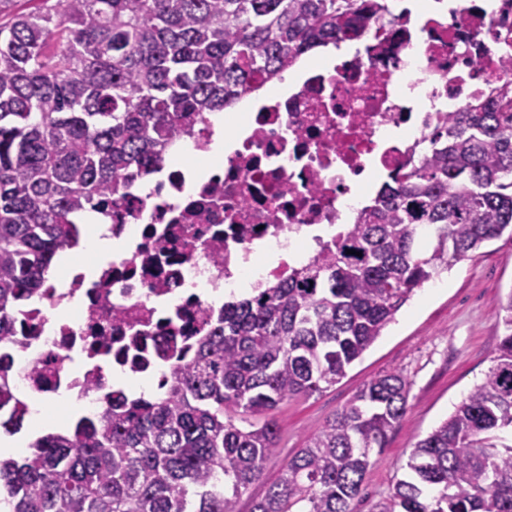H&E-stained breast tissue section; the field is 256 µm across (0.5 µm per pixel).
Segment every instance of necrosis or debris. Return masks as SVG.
<instances>
[{"label": "necrosis or debris", "mask_w": 512, "mask_h": 512, "mask_svg": "<svg viewBox=\"0 0 512 512\" xmlns=\"http://www.w3.org/2000/svg\"><path fill=\"white\" fill-rule=\"evenodd\" d=\"M444 16L392 13L370 21L361 49L314 69L288 96L238 113L248 134L222 170L187 162L161 168L148 192L131 190L104 217L123 253L97 259L93 278L36 290L9 304L15 336L0 344L15 402L75 393L101 410L114 388L168 383L171 360L156 340L203 335L220 311L207 289L238 275L256 287L286 278L271 246H323L319 231L341 223L378 175L406 167L438 111L458 112L512 83V0H454ZM78 302L68 318L63 303Z\"/></svg>", "instance_id": "necrosis-or-debris-1"}]
</instances>
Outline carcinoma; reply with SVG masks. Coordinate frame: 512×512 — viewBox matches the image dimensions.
Instances as JSON below:
<instances>
[{
  "label": "carcinoma",
  "mask_w": 512,
  "mask_h": 512,
  "mask_svg": "<svg viewBox=\"0 0 512 512\" xmlns=\"http://www.w3.org/2000/svg\"><path fill=\"white\" fill-rule=\"evenodd\" d=\"M0 0V343L4 307L48 281L76 217L112 205L206 112L330 43L388 0ZM512 242V95L443 112L323 252L224 302L160 393L106 407L0 460V512H238L279 441L280 405L320 393L425 283ZM482 381L418 441L374 512H512V292ZM400 372L370 379L286 460L252 512H353L371 454L407 411ZM25 411L0 386V428Z\"/></svg>",
  "instance_id": "1"
}]
</instances>
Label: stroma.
Here are the masks:
<instances>
[{
  "mask_svg": "<svg viewBox=\"0 0 512 512\" xmlns=\"http://www.w3.org/2000/svg\"><path fill=\"white\" fill-rule=\"evenodd\" d=\"M511 292L512 244L502 240L488 243L426 283L344 378L311 397L290 400L275 412L279 446L263 480L241 496L239 512H251L254 501L278 478L284 460L365 382L399 371L410 382L407 413L390 433L384 453L374 457L353 503L355 512H373L401 477L414 444L448 418L490 368L502 334L495 300Z\"/></svg>",
  "mask_w": 512,
  "mask_h": 512,
  "instance_id": "35a3bbf8",
  "label": "stroma"
}]
</instances>
